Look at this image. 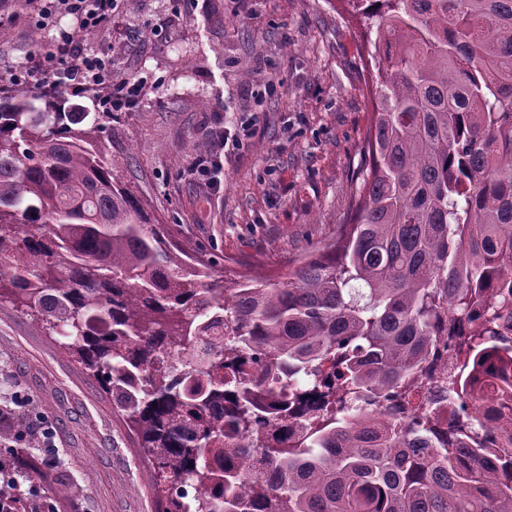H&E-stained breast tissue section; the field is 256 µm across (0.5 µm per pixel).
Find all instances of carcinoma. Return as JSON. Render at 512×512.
Returning a JSON list of instances; mask_svg holds the SVG:
<instances>
[{"label":"carcinoma","mask_w":512,"mask_h":512,"mask_svg":"<svg viewBox=\"0 0 512 512\" xmlns=\"http://www.w3.org/2000/svg\"><path fill=\"white\" fill-rule=\"evenodd\" d=\"M341 2L374 49L372 112L333 240L229 287L123 184L101 113L0 86V291L71 328L155 487L193 473L208 512H512V0ZM451 312L480 319L454 332L443 436L380 406ZM303 387L329 406L290 414ZM277 414L293 436L264 434Z\"/></svg>","instance_id":"obj_1"}]
</instances>
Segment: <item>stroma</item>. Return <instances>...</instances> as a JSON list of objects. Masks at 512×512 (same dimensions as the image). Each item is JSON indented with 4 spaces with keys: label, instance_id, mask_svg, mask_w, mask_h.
Masks as SVG:
<instances>
[{
    "label": "stroma",
    "instance_id": "35a3bbf8",
    "mask_svg": "<svg viewBox=\"0 0 512 512\" xmlns=\"http://www.w3.org/2000/svg\"><path fill=\"white\" fill-rule=\"evenodd\" d=\"M23 0H0V73L36 60L58 30L114 62L115 78L143 81L140 102L107 122L103 143L127 187L175 241L212 259L226 281L277 279L291 260L330 240L351 203L372 104L362 26L338 0H123L93 32L68 17L39 29ZM277 95L263 99L267 81ZM251 121L243 143L225 131ZM224 165L206 188L200 155ZM68 337L35 333L31 317L0 298V403L30 394L57 429L55 445L28 438L0 450L21 492L58 512H164L137 436L78 363ZM71 489L54 494L58 477Z\"/></svg>",
    "mask_w": 512,
    "mask_h": 512
}]
</instances>
